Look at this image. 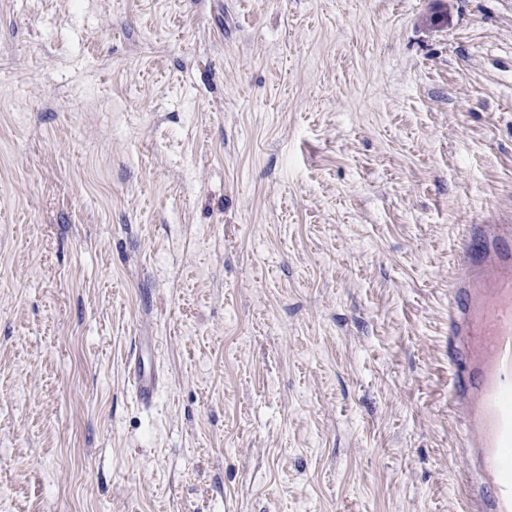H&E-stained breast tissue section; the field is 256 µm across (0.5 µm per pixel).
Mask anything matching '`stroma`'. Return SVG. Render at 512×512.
<instances>
[{"instance_id":"obj_1","label":"stroma","mask_w":512,"mask_h":512,"mask_svg":"<svg viewBox=\"0 0 512 512\" xmlns=\"http://www.w3.org/2000/svg\"><path fill=\"white\" fill-rule=\"evenodd\" d=\"M511 216L512 0H0V512H461ZM462 241L448 284V398L468 459L462 511L512 512V224H481ZM130 382L135 390L137 399L147 405L153 399V395L160 382V376L151 368H146L141 361L135 364L130 371Z\"/></svg>"}]
</instances>
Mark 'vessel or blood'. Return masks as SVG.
I'll return each instance as SVG.
<instances>
[{
  "mask_svg": "<svg viewBox=\"0 0 512 512\" xmlns=\"http://www.w3.org/2000/svg\"><path fill=\"white\" fill-rule=\"evenodd\" d=\"M448 341L462 373L448 382L460 411L464 512H512V224L463 235L448 284ZM130 382L149 404L159 374L135 364Z\"/></svg>",
  "mask_w": 512,
  "mask_h": 512,
  "instance_id": "obj_1",
  "label": "vessel or blood"
}]
</instances>
